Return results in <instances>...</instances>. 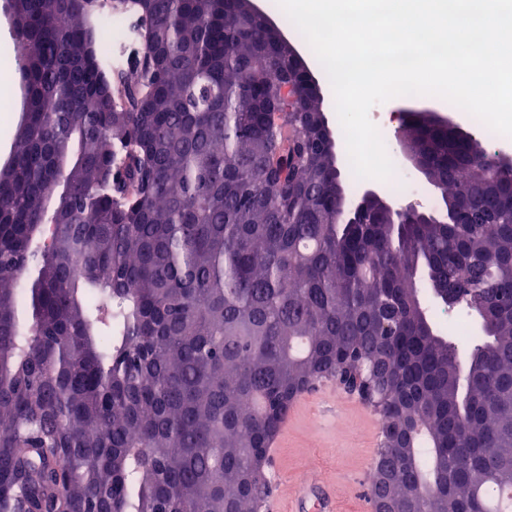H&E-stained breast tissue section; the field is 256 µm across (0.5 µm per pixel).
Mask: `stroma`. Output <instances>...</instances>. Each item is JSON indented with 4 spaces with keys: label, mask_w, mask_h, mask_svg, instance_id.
<instances>
[{
    "label": "stroma",
    "mask_w": 512,
    "mask_h": 512,
    "mask_svg": "<svg viewBox=\"0 0 512 512\" xmlns=\"http://www.w3.org/2000/svg\"><path fill=\"white\" fill-rule=\"evenodd\" d=\"M297 49L315 75L323 97L322 108L335 139L344 133L336 112L335 96L329 78L309 45ZM0 78L8 83L6 94L11 110L0 119V163L12 151L22 112V91L18 61L12 41L9 18L0 10ZM404 109L427 110L452 118L454 125L467 128L466 113L455 110L448 101L430 95L399 96L375 105L380 116ZM312 414L296 418L288 432L274 440L275 472L273 499L288 502L309 469H317L324 478V492L336 503L335 512H365L364 499L373 461L381 442V417L371 406L342 393L328 381L318 383L311 392Z\"/></svg>",
    "instance_id": "1"
}]
</instances>
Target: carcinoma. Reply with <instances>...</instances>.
Instances as JSON below:
<instances>
[{
	"mask_svg": "<svg viewBox=\"0 0 512 512\" xmlns=\"http://www.w3.org/2000/svg\"><path fill=\"white\" fill-rule=\"evenodd\" d=\"M5 9L25 112L0 168V512H254L288 392L374 349L382 415L423 425L394 494L491 512L486 482L512 486V183L481 143L407 130L448 202L483 169L474 218L346 212L318 91L249 0ZM115 15L128 62L95 49ZM420 287L487 309L466 375L422 335Z\"/></svg>",
	"mask_w": 512,
	"mask_h": 512,
	"instance_id": "carcinoma-1",
	"label": "carcinoma"
}]
</instances>
